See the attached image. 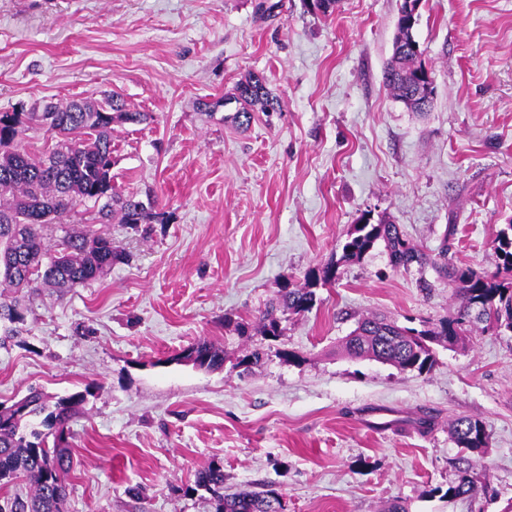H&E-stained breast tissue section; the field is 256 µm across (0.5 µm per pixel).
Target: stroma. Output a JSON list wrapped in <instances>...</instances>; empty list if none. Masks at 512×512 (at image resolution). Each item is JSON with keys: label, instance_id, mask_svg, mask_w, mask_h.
<instances>
[{"label": "stroma", "instance_id": "1", "mask_svg": "<svg viewBox=\"0 0 512 512\" xmlns=\"http://www.w3.org/2000/svg\"><path fill=\"white\" fill-rule=\"evenodd\" d=\"M0 0V112L119 94L149 121L112 126V185L162 220L100 224L92 205L48 243L91 230L129 252L90 283L40 289L0 346V403L29 388L86 392L70 422L64 512H215L198 469L226 491L275 490L283 512H512V333L436 345L417 375L343 349L358 321L422 328L453 315L428 266L389 270L384 247L341 262L362 215L459 267L494 270L512 222V0H421L415 35L435 80L429 112L383 84L402 0ZM252 74L283 105L240 129L219 101ZM453 237H446L449 225ZM337 263L311 312L258 325L286 283ZM427 288H420V281ZM205 340L217 370L174 355ZM266 358L252 373L238 363ZM429 424H420L423 416ZM482 420L477 494L446 497L461 455L449 424ZM139 488L133 496L131 488Z\"/></svg>", "mask_w": 512, "mask_h": 512}]
</instances>
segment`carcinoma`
<instances>
[{
	"mask_svg": "<svg viewBox=\"0 0 512 512\" xmlns=\"http://www.w3.org/2000/svg\"><path fill=\"white\" fill-rule=\"evenodd\" d=\"M396 28L384 83L407 110L426 112L435 89L425 88L416 79L421 61L420 54L411 48L416 42L415 17L397 18ZM228 98L237 105L232 122L239 128L250 124L255 111H282L279 98L268 90L265 78L257 74L238 82ZM145 120L147 114L129 111L117 96L103 106L72 100L41 112L0 113V196H9L0 204L1 288L27 295L44 287L76 288L104 274L112 263L128 260L129 254L112 249L109 235L67 234L48 246L43 229L47 224L64 223L76 207L89 202L98 206L97 214L104 224L110 222L114 212L120 213L121 223L130 226L150 224L160 218L135 195L112 193V174L107 169L112 157V123L139 124ZM32 124L61 138L62 143L46 156H31L21 143ZM380 243L394 269L413 264L435 267L454 286L461 306L456 316L434 329L418 330L382 318H365L345 339L344 348L350 356L421 375L434 365L432 344L436 342L457 344L471 327L480 324L486 330L512 332V223L497 234L495 250L499 262L491 272L451 266L448 249L434 257L405 238L398 225L373 224L366 214L347 233L340 260H359ZM336 271L335 265L312 270L304 283L282 288L278 305L270 306L263 314L262 334L273 338L280 335V310L293 314L311 311L318 301L317 289L334 284ZM24 321L25 312L18 300H0L4 338L17 334V325ZM181 359L199 368L215 369L224 365V352L207 341H199L184 351ZM85 400L83 392L52 401L33 390L13 405H0V486L20 479L31 486L27 498L16 496L4 501L0 512H63L66 488L61 473L70 464L68 422ZM450 434L458 447L472 453H480L488 445L486 426L479 419H455ZM456 469V481L446 495H472L475 483L469 458H458ZM190 491L208 493L216 503V512H278L277 507L281 506L272 489L224 492V469L215 463L198 470Z\"/></svg>",
	"mask_w": 512,
	"mask_h": 512,
	"instance_id": "carcinoma-1",
	"label": "carcinoma"
}]
</instances>
